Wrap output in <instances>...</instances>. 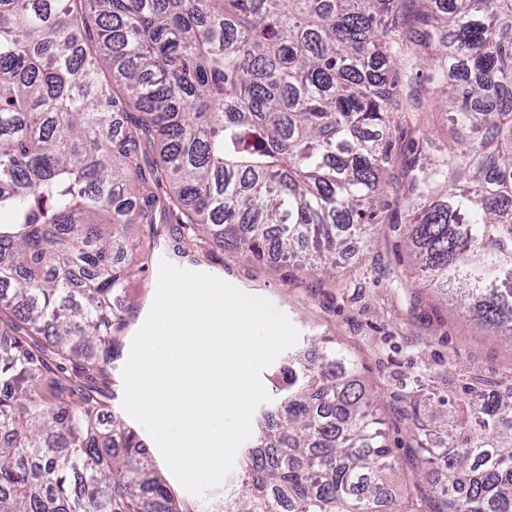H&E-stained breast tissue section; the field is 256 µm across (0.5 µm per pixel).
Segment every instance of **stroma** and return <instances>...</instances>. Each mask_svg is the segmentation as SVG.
Wrapping results in <instances>:
<instances>
[{
  "mask_svg": "<svg viewBox=\"0 0 512 512\" xmlns=\"http://www.w3.org/2000/svg\"><path fill=\"white\" fill-rule=\"evenodd\" d=\"M158 235V256L174 266L203 271L268 299L299 330L297 350L306 349L308 337L316 336L355 356L361 379L378 398L374 412L389 437L400 480L414 479L417 456L408 431L397 422L384 396L386 388L403 383L420 397L431 392L445 396L455 392L460 381L494 379L512 368L511 339L462 316L455 304L432 294L426 297L432 306L429 316L415 317L406 303L413 286L398 291L386 288L383 273L402 276L409 268V255L389 228H382L368 248L352 239L332 280L279 261L270 266L251 262L228 248L207 253L190 248L171 222L159 225ZM179 248L187 250V257H175ZM157 283L151 267L133 277L128 295L134 307L127 313L125 327L115 334L118 355L110 365L100 370L80 361L58 363V378L98 391L108 410L119 416L124 413L122 368L132 338L151 309ZM424 359L440 360L441 365L430 376L415 379L414 366Z\"/></svg>",
  "mask_w": 512,
  "mask_h": 512,
  "instance_id": "1",
  "label": "stroma"
}]
</instances>
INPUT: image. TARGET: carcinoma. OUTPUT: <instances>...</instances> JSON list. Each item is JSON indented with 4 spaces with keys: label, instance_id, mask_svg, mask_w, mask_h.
Instances as JSON below:
<instances>
[{
    "label": "carcinoma",
    "instance_id": "1",
    "mask_svg": "<svg viewBox=\"0 0 512 512\" xmlns=\"http://www.w3.org/2000/svg\"><path fill=\"white\" fill-rule=\"evenodd\" d=\"M440 96L452 142L404 157L396 132ZM149 148L165 195L136 206ZM392 199L414 273L512 337V0H0V512H198L133 427L50 377L117 356L127 225L334 279ZM271 383L220 512H409L348 352ZM461 392L390 394L444 422L417 441L444 463L417 512H512V390Z\"/></svg>",
    "mask_w": 512,
    "mask_h": 512
}]
</instances>
